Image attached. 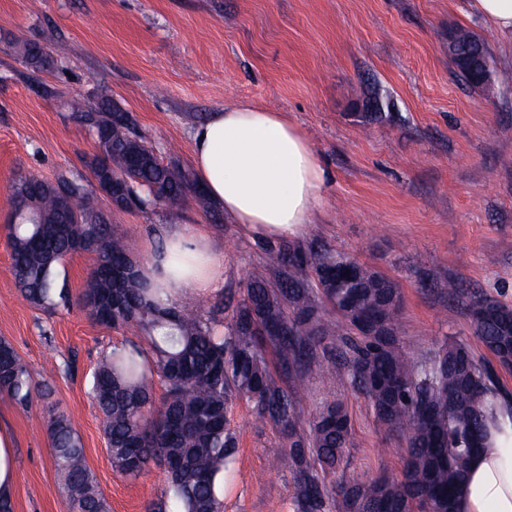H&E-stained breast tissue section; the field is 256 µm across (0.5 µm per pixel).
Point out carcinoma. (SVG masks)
<instances>
[{"label": "carcinoma", "instance_id": "obj_1", "mask_svg": "<svg viewBox=\"0 0 512 512\" xmlns=\"http://www.w3.org/2000/svg\"><path fill=\"white\" fill-rule=\"evenodd\" d=\"M452 34V63L468 84L481 86L461 60H489L484 42L467 30ZM17 47L28 65L49 66L41 43L21 41ZM99 98L97 109L77 98L69 104L73 119L99 147L90 161L97 189L107 197L126 190L143 206L174 202L191 191L196 203L208 208L209 198L191 172L162 163L134 132L129 115L112 106L106 88ZM90 195L79 180L53 183L17 175L11 185L12 213L31 211L37 223L8 224L11 269L21 294L50 309L68 302L67 292L57 286V267L72 254H94L80 298L83 308L97 323L133 328L149 344V359H141L136 346L103 356L92 384L112 468L130 479L144 475L153 463L165 468V489L148 512H222L224 470L235 449L227 415L238 400L251 403L288 438L278 464L293 475L295 512L335 507L339 512H456L467 463L488 439L493 410L485 399L499 395L498 376L455 339L423 361L412 360L397 336L402 295L395 281L323 246L279 248L269 254V265L282 270L279 286L270 287L263 270L251 271L221 332L208 318L156 304L140 274H125L137 259L112 226V212L93 207ZM310 271L317 294L305 279ZM327 305L343 319V331L324 317ZM469 315L475 336L501 367L511 369L512 308L474 295ZM264 330L268 345L296 375L288 391L272 374L258 341ZM330 336L339 337L336 359L321 377L333 384L347 373L377 423L405 437L406 462L399 477L356 481L345 476L351 429L341 405L322 406L306 425L300 419L304 367ZM157 382L165 388L158 404L153 396ZM0 394L22 407L33 401L32 370L5 340H0ZM42 412L54 465L74 512H111L70 415L49 401ZM328 474L336 475L329 485Z\"/></svg>", "mask_w": 512, "mask_h": 512}]
</instances>
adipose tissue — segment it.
I'll return each mask as SVG.
<instances>
[{
	"label": "adipose tissue",
	"mask_w": 512,
	"mask_h": 512,
	"mask_svg": "<svg viewBox=\"0 0 512 512\" xmlns=\"http://www.w3.org/2000/svg\"><path fill=\"white\" fill-rule=\"evenodd\" d=\"M193 165L208 197L242 229L263 239L305 235L324 206L325 171L306 135L284 113L245 102L224 109L194 135ZM224 271L199 228L174 225L141 269L156 303L179 300L185 286L210 290ZM458 512H512V423L469 461Z\"/></svg>",
	"instance_id": "adipose-tissue-1"
}]
</instances>
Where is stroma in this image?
<instances>
[{
  "instance_id": "35a3bbf8",
  "label": "stroma",
  "mask_w": 512,
  "mask_h": 512,
  "mask_svg": "<svg viewBox=\"0 0 512 512\" xmlns=\"http://www.w3.org/2000/svg\"><path fill=\"white\" fill-rule=\"evenodd\" d=\"M465 10L466 0H0V339L30 365L35 394L26 409L0 395L14 512H71L42 419L47 387L70 413L112 512H147L165 487L159 467L134 480L107 458L93 373L135 334L82 308L93 254L58 266L70 302L49 310L30 304L11 273L12 179L23 171L92 183L96 140L67 102L97 106L102 85L164 163L192 169L195 129L224 105L251 102L296 123L328 174L323 212L293 240L250 237L221 206L201 209L190 195L113 212L140 260L175 224L202 225L223 252L216 289H185L181 309L224 326L270 250L324 245L398 284V336L412 357L452 336L496 367L472 330L466 294L512 307V41ZM458 28L485 42L489 84L470 86L451 63L448 33ZM25 40L58 48L54 67L27 65L16 49ZM306 383L304 416L333 401L348 414V474H401L405 440L376 423L349 376L326 386L314 363ZM228 426L237 444L223 512H294L292 477L277 465L288 445L280 428L243 400Z\"/></svg>"
}]
</instances>
